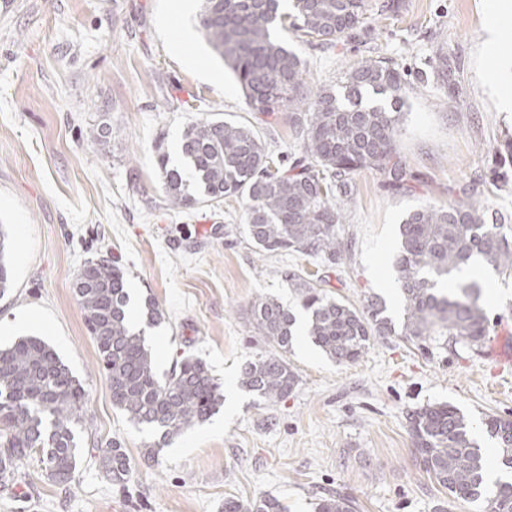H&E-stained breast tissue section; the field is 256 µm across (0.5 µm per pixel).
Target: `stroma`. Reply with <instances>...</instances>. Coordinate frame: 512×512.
<instances>
[{
	"mask_svg": "<svg viewBox=\"0 0 512 512\" xmlns=\"http://www.w3.org/2000/svg\"><path fill=\"white\" fill-rule=\"evenodd\" d=\"M368 19L334 48L284 40L312 87L340 85L374 47L405 78L397 150L411 177L390 187L383 172L354 173V200L337 225L349 250L327 266L297 253L258 254L246 233L245 197L171 209L162 201L159 152L179 162L185 128L200 118L252 126L274 157L297 154L287 121L250 111L229 71L196 28L199 0L175 47L165 26L177 0H9L0 9V222L13 242L12 290L0 299V345L45 340L88 392L77 433L81 461L58 485L40 462L0 487V512H224L228 498L277 497L286 512H314L339 492L354 512H483L449 498L422 470L406 413L448 403L474 421L512 415V359L493 356L512 337V275L491 272L482 346L430 344L395 335L358 361L330 360L304 336L286 358L298 373L287 398L265 403L240 384L244 363L265 351L251 306L259 296L301 313L289 273H317L327 294L362 306L403 304L395 281L399 226L426 203L479 205L487 222L512 219V112L498 111L484 78L483 0H365ZM448 59V80L434 76ZM110 127L107 142L94 139ZM118 257L139 300L160 324L141 323L159 375L188 354L206 363L224 404L203 425L144 459L151 441L112 405L107 379L73 292L87 261ZM120 445L133 477L110 482L99 452Z\"/></svg>",
	"mask_w": 512,
	"mask_h": 512,
	"instance_id": "obj_1",
	"label": "stroma"
}]
</instances>
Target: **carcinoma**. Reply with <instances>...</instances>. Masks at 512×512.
<instances>
[{"instance_id": "1", "label": "carcinoma", "mask_w": 512, "mask_h": 512, "mask_svg": "<svg viewBox=\"0 0 512 512\" xmlns=\"http://www.w3.org/2000/svg\"><path fill=\"white\" fill-rule=\"evenodd\" d=\"M363 0H202L198 27L213 55L224 62L253 112L283 114L300 144L288 167L274 159L250 125L202 119L186 128L180 164L161 152L162 193L170 207L191 208L245 195L247 232L265 253L296 252L332 266L348 245L336 235L345 206L352 203V174L362 168L387 173L406 185L397 153L404 105L400 69L368 57L344 76V96L332 86L311 89L302 58L273 37L275 24L331 46L363 24ZM397 290L404 302L401 335L437 341L448 337L466 348L489 335L482 288L461 277L479 259L512 273V225L487 224L473 203L425 204L400 225ZM12 244L0 224V296L10 291ZM308 313L306 336L338 363L359 360L375 342L396 333L382 298L357 308L332 298L318 279L288 273ZM74 292L96 343L112 405L157 435L145 448L153 459L184 430L215 415L224 401L222 385L195 358L176 363L161 380L144 337L129 323L124 270L102 257L77 273ZM258 335L272 350L246 362L241 385L264 402L276 403L298 386L299 376L284 353L296 333V316L273 298L251 310ZM87 393L56 353L36 337L0 347V482L18 483L21 467L36 456L57 484L71 481L80 462L76 429L84 421ZM408 433L423 470L448 495L464 501L485 498V512H512V480L485 485L488 458L473 437V421L457 407L426 405L406 413ZM483 428L496 445L498 467L512 471V418L491 414ZM101 465L115 485L130 481L119 448H109ZM224 512H284L280 501L227 499ZM315 512H353L341 495L319 499Z\"/></svg>"}]
</instances>
